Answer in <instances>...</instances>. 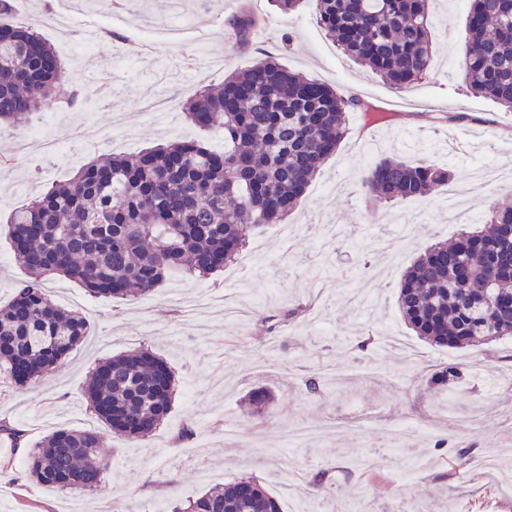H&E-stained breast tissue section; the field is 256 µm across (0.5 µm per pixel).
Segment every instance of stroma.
<instances>
[{"label":"stroma","instance_id":"obj_1","mask_svg":"<svg viewBox=\"0 0 512 512\" xmlns=\"http://www.w3.org/2000/svg\"><path fill=\"white\" fill-rule=\"evenodd\" d=\"M244 9L261 23L239 48L229 21ZM432 9V70L404 91L345 55L305 5L285 14L274 0H89L90 24L119 17L149 27L183 14L196 21L184 39L132 51L116 66L107 63L110 43H102L100 55L75 58L66 43L81 31L41 27L87 105L53 106L64 144L56 158L22 154V130L0 127V225L12 209L99 155L174 140L223 149V132L185 121L181 104L232 69L269 57L395 113L381 125L348 113L343 141L295 209L256 229L237 262L206 281L176 271L152 295L128 301L91 296L62 277L48 282L58 304L86 318L88 335L41 379L0 383V418L28 433L23 448L0 437V512H69L75 502L82 512H170L245 474L272 491L282 512H331L337 502L378 512L417 501L424 512H512V481L491 489L484 462L458 469L452 450L457 444L479 456L492 449L512 457V337L456 349L419 340L400 315L397 285L419 255L456 239L459 227L443 218L442 192L376 206L361 193L369 167L393 157L450 165L463 202L476 212L512 197V180L476 198L465 192L477 140L496 144L498 161L512 166V112L465 88L458 44L466 6L435 0ZM160 93L173 108L166 121L144 111ZM298 302L308 304L305 316L255 341V313ZM367 333L374 343L358 351ZM141 348L170 363L177 393L165 423L132 441L89 411L84 387L97 362ZM452 365L464 378L452 390L454 412L441 413L428 380ZM311 371L324 383L315 397L305 388ZM260 387L273 396L271 413L248 416L244 400ZM358 408L372 413L370 426L328 431L331 419ZM61 427L101 434L112 466L99 491H58L29 479L27 448ZM184 427L193 438L176 442ZM383 428L392 435L380 447L375 436ZM444 437L450 446L438 447ZM322 464L324 483L307 486L305 476ZM446 471L455 475L450 491L437 481Z\"/></svg>","mask_w":512,"mask_h":512}]
</instances>
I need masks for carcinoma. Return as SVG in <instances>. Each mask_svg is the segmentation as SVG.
I'll return each mask as SVG.
<instances>
[{
    "mask_svg": "<svg viewBox=\"0 0 512 512\" xmlns=\"http://www.w3.org/2000/svg\"><path fill=\"white\" fill-rule=\"evenodd\" d=\"M433 0H309L320 25L343 52L395 87L407 88L432 68ZM460 47L469 91L512 109V0H466ZM13 0H0V126L21 129L41 107L70 87L67 104L83 105L80 89L39 23L10 21ZM258 25L241 11L232 22L244 44ZM369 111L325 83L257 62L224 77L182 105L192 124L224 129V151L195 141L160 144L134 155L93 160L13 211L12 249L28 273L0 307V364L4 378L24 386L54 369L88 334L77 311L57 305L45 288L55 276L96 296L153 293L173 269L204 279L224 269L260 224L288 216L325 159L344 139L345 114ZM452 170L384 158L362 190L372 204L430 194ZM404 319L416 335L442 347L488 344L512 336V199L496 202L454 243L420 255L398 285ZM462 378L450 366L428 380L443 387ZM176 377L148 349L100 362L86 386L88 402L112 432L139 440L165 420ZM28 475L58 490L94 492L110 468L94 429H59L27 456ZM172 512H282L253 476L211 488Z\"/></svg>",
    "mask_w": 512,
    "mask_h": 512,
    "instance_id": "carcinoma-1",
    "label": "carcinoma"
}]
</instances>
